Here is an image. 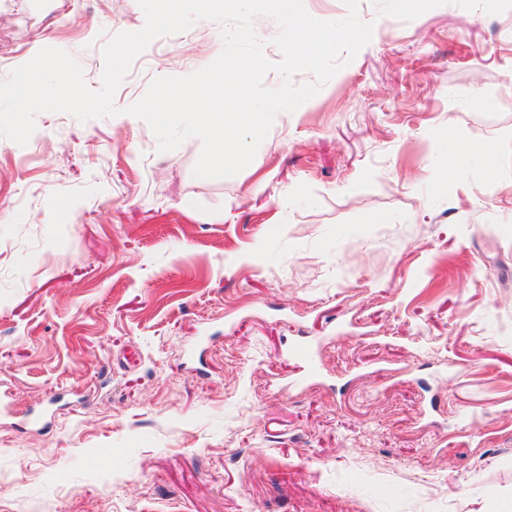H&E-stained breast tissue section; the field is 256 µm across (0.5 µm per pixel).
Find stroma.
I'll return each mask as SVG.
<instances>
[{
	"instance_id": "stroma-1",
	"label": "stroma",
	"mask_w": 512,
	"mask_h": 512,
	"mask_svg": "<svg viewBox=\"0 0 512 512\" xmlns=\"http://www.w3.org/2000/svg\"><path fill=\"white\" fill-rule=\"evenodd\" d=\"M359 16L371 42L234 177L125 112L220 54L210 21L150 43L119 115L0 137V512L512 508V0ZM144 23L0 0V79L55 47L99 89ZM456 140L496 167L449 166Z\"/></svg>"
}]
</instances>
